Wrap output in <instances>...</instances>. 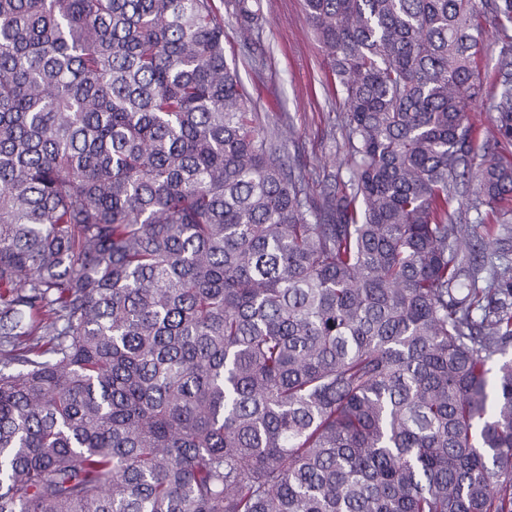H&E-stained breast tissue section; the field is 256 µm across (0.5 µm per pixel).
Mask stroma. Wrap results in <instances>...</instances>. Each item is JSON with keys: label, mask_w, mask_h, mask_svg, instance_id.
<instances>
[{"label": "stroma", "mask_w": 512, "mask_h": 512, "mask_svg": "<svg viewBox=\"0 0 512 512\" xmlns=\"http://www.w3.org/2000/svg\"><path fill=\"white\" fill-rule=\"evenodd\" d=\"M259 5L266 24L257 46L251 48L229 7L221 6L224 50L236 64L258 124L272 137L276 157L304 175L305 190L317 202L349 177L343 95L334 82L332 62L307 20L303 0H259ZM498 51V43H491L476 61L482 94L468 118L474 130L472 158L477 162L494 142L491 105Z\"/></svg>", "instance_id": "obj_1"}]
</instances>
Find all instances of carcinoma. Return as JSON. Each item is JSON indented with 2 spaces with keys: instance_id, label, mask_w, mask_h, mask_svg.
I'll return each mask as SVG.
<instances>
[{
  "instance_id": "cac0c4a2",
  "label": "carcinoma",
  "mask_w": 512,
  "mask_h": 512,
  "mask_svg": "<svg viewBox=\"0 0 512 512\" xmlns=\"http://www.w3.org/2000/svg\"><path fill=\"white\" fill-rule=\"evenodd\" d=\"M258 31L257 0H228ZM349 179L277 160L214 0H0V512H512V0H304ZM502 36L482 235L474 64ZM453 192V197L448 205L454 224H467L474 234H481L482 227L479 224L477 211L472 207L475 199L476 186L471 179H459Z\"/></svg>"
}]
</instances>
